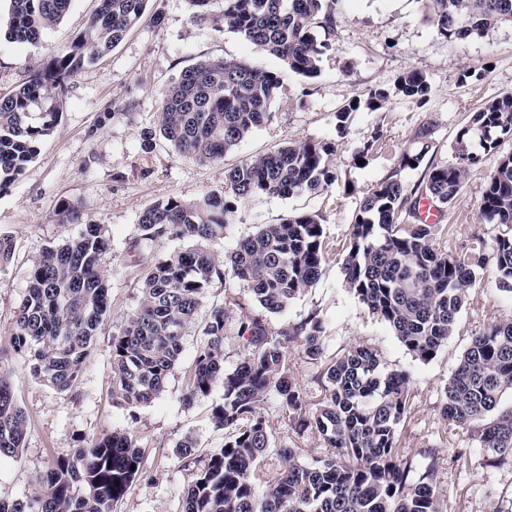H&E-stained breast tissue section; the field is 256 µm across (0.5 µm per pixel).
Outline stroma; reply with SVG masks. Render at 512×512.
Returning a JSON list of instances; mask_svg holds the SVG:
<instances>
[{"mask_svg":"<svg viewBox=\"0 0 512 512\" xmlns=\"http://www.w3.org/2000/svg\"><path fill=\"white\" fill-rule=\"evenodd\" d=\"M97 6V0H73L63 20L39 42L22 44L6 37L9 3L0 0V92L21 84L30 67L66 47ZM192 14L189 0H148L139 22L112 51L67 80L54 132L38 143L36 157L20 178L0 193V234L9 236L14 248L11 260L0 264V366L9 371L14 396L28 416L19 456L0 457V499L34 496L53 459L103 434L123 432L141 448L145 472L116 512H180L183 491L195 474L178 458L177 444L193 438L202 458L224 444V431L213 421L215 407L224 402L223 388L217 385L192 403L183 401L210 310L222 303L228 287L241 293L244 304L232 313L231 322L260 307L247 284L232 278L213 283L185 329L165 392L145 407L116 404L112 336L139 304L146 267L191 246L187 240L163 239L140 247L139 217L170 197L194 201L223 193L225 167L313 140L332 146L328 162L335 182L315 193L239 201L223 238L211 242L209 249L222 258L260 225L279 223L295 213L320 214L329 246L322 273L283 312L271 315L272 326L317 314L327 354L361 344L377 349L388 369L407 373L415 415L400 427L401 445L413 453L438 450L444 461L439 472L444 512H498L512 501V467L487 466L475 436L449 426L440 408L443 386L472 336L512 318V293L499 290L495 266L485 264L452 336L433 359L424 361L348 289L341 248L360 200L373 187L388 179L409 187L421 181L422 169L402 164L404 155L420 149L416 130H433L427 161L448 163L458 131L488 102L512 92V22H502L481 37L451 41L439 34L426 0H338L336 34L319 76L289 75L288 96L272 105V120L256 128L223 162L202 164L177 156L159 134L156 115L167 89L204 56L266 70L280 69L281 63L241 35L196 22ZM409 70L421 72L430 84L424 105L393 90ZM378 87L389 88L391 95L381 109L372 111L365 102ZM349 105L354 108L351 118L339 127L336 114ZM368 141L373 150L365 162H357V148ZM471 149L482 161L467 170L460 192L443 211L440 246L451 254L487 255L499 228L482 219L479 206L489 175L503 155L512 153V138L491 151L475 139ZM65 201L78 205L80 224L104 227L109 250L103 275L110 307L77 380L61 393L33 377L27 356L13 350L11 337L35 262L47 248L79 230L80 224L57 221L56 212Z\"/></svg>","mask_w":512,"mask_h":512,"instance_id":"stroma-1","label":"stroma"}]
</instances>
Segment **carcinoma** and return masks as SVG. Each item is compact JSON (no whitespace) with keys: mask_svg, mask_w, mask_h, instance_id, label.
Masks as SVG:
<instances>
[{"mask_svg":"<svg viewBox=\"0 0 512 512\" xmlns=\"http://www.w3.org/2000/svg\"><path fill=\"white\" fill-rule=\"evenodd\" d=\"M6 36L35 42L67 14L71 0H9ZM195 17L237 33L283 63L280 71L247 62L202 58L185 69L164 95L159 132L180 156L200 163L221 162L253 131L273 117L271 105L286 94L288 73L315 78L336 29V0H189ZM438 32L452 39L481 36L512 21V0H428ZM145 0H98L95 14L72 44L33 68L27 80L0 94V191L24 172L59 116L65 79L99 60L140 20ZM324 38H319L317 29ZM397 92L418 105L430 91L415 70L400 75ZM486 151L512 136V93L474 116L456 136L454 160L429 163L421 182L407 188L386 180L362 200L351 225L343 260L345 282L369 312L384 321L400 342L422 360L434 358L452 335L458 315L486 259L449 255L437 247L441 225L417 219L423 198L449 205L467 168L480 162L470 149L475 132ZM333 147L305 141L241 160L224 170V194L199 200L169 197L143 211L140 242L190 240L193 248L174 252L146 268L136 311L112 336V396L137 408L151 404L166 388L182 350V337L202 305L207 288L231 275L247 283L258 305L270 314L319 277L328 245L320 217L288 216L264 224L243 238L224 259L208 244L224 237L236 203L266 194L292 196L317 191L336 180L327 157ZM482 216L501 226L491 261L499 287L512 292V154L489 177L480 203ZM413 223L404 224L403 213ZM61 224H77L79 210L63 203ZM108 242L99 224H88L64 243L48 248L34 265L20 299L13 349L29 357L34 377L67 392L79 376L108 312L103 262ZM243 308L242 295L224 289V303L211 309L204 340L183 395L189 405L213 385L224 389L214 423L224 429V446L196 469L184 491L181 512H442L440 457L430 450L411 454L400 444V426L411 414L410 378L385 369L381 354L355 345L326 355L322 321L310 314L275 328L261 314L236 326L242 358L224 368L230 314ZM298 348L323 366L324 397L307 409L301 385L288 367V349ZM512 390V319L495 322L473 336L445 384L443 419L476 426L486 464L512 465V408L501 399ZM275 395L295 438L278 449L288 462L266 468L272 428L261 412ZM27 416L17 403L9 372L0 367V457L22 447ZM313 434L327 448L309 465L297 461L300 440ZM141 450L114 432L57 458L41 490L25 500L2 501L0 512H115L142 475Z\"/></svg>","mask_w":512,"mask_h":512,"instance_id":"carcinoma-1","label":"carcinoma"}]
</instances>
